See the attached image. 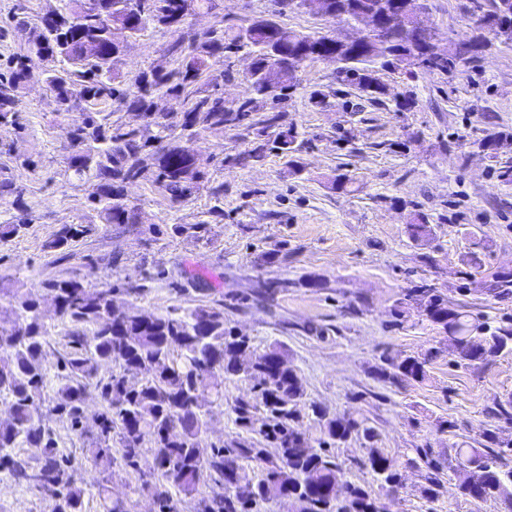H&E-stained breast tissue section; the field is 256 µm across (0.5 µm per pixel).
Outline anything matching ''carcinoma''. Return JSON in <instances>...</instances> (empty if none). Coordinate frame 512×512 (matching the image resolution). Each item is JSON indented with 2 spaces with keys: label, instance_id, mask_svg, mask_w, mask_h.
I'll return each instance as SVG.
<instances>
[{
  "label": "carcinoma",
  "instance_id": "obj_1",
  "mask_svg": "<svg viewBox=\"0 0 512 512\" xmlns=\"http://www.w3.org/2000/svg\"><path fill=\"white\" fill-rule=\"evenodd\" d=\"M69 10L45 14L34 36V45L44 51L54 66L45 70L44 81L55 94L58 112H73L89 99L118 98L140 113L137 127L114 124L99 112H85L68 131L73 153L69 167L81 180L92 184L88 200L106 224H135L137 216L124 197V184L147 179L168 197L179 201L190 196L204 178L189 142L202 130L254 126L257 103L280 97L294 87L298 65L336 54V41L292 31L272 18L240 30L232 38L224 29L208 31L200 41L185 46L178 40L173 52L177 67L142 75L134 94L119 88L109 58L119 52L112 39V26L136 34L157 21L179 27L186 9L215 8L214 0H70ZM480 32L469 38L468 55L454 45L434 46L420 35L428 48L421 64L446 72L458 62H470L484 54L491 37H512V11L502 12L499 0L477 2ZM388 58H381L369 44L352 43L345 50L347 63L339 74L363 85L369 75L361 66L380 63L411 75L403 64L412 50L403 42V30L386 33ZM276 48L294 61L273 68L268 48ZM246 51L254 56L251 96L234 106L221 98L192 96L189 85L212 64L230 54ZM30 73L16 60L10 77L0 80V125L16 133L25 130L18 112L19 87ZM160 94L184 97L187 108L180 114L158 115L154 99ZM297 131L288 128L273 140L283 153L295 151ZM508 134L491 122L479 147L492 153ZM10 198L17 209L25 207L22 190L5 178L0 180V198ZM416 242L429 243L433 227L422 216L407 225ZM94 231L92 224H64L46 248L60 253ZM493 298L512 297V272H497L472 286L463 287ZM15 302L14 316L0 320V394L7 396L10 417L0 422V467H6L21 482L48 496L51 512H84L85 489L76 483L68 459L58 455L56 442L44 421L52 414L66 418L75 432L84 428V400L93 387L103 402L95 418L96 435L88 443L90 462L112 466L116 460L136 471L141 486L151 491L159 512H179L180 499L171 489L190 496L206 477L224 484V495L202 499L196 512H264L263 506L288 496L295 512H378V500L362 485L346 482L341 504L331 497L336 480L345 478L330 449L352 437L364 440L361 465L390 486L397 483L395 460L378 446L377 435L362 421L347 413L332 415L306 398L298 372L279 348L259 353L247 336L224 322V311L199 306L183 314L144 315L137 308L117 303L120 293L104 281L88 286L86 277L54 275L29 289L3 290ZM52 298L57 314L69 325L64 354L56 365L59 388L47 401L43 389L48 380L44 361L48 330L41 311L43 296ZM455 354V363L466 367L488 363L502 354H512V324L494 326L476 320L464 305L422 281L405 295ZM434 357L386 355L381 374L402 383H421L426 366ZM243 376L263 411L264 421L255 424V406L249 400L235 407L237 425L251 437L229 443L208 441L210 404L224 400L220 378ZM316 417L319 446L303 429L304 419ZM118 431L120 457L112 452V431ZM480 447L459 446L448 459L455 474L453 493L466 500L493 501L512 512V452L503 446L497 431L485 429ZM39 448L36 465L12 456L9 448ZM429 473L423 494L436 500L446 491L439 478L441 463L427 449L418 450ZM264 469L258 480L249 477L247 465Z\"/></svg>",
  "mask_w": 512,
  "mask_h": 512
}]
</instances>
